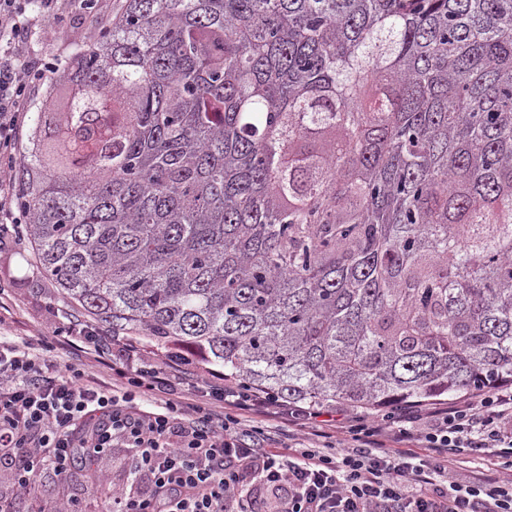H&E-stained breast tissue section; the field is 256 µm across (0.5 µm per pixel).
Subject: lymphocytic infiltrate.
Returning a JSON list of instances; mask_svg holds the SVG:
<instances>
[{
    "label": "lymphocytic infiltrate",
    "mask_w": 512,
    "mask_h": 512,
    "mask_svg": "<svg viewBox=\"0 0 512 512\" xmlns=\"http://www.w3.org/2000/svg\"><path fill=\"white\" fill-rule=\"evenodd\" d=\"M43 13L55 0H0V156L11 151L31 107L28 88L45 82L52 59L34 61L26 34L34 23L27 7ZM84 353L112 373L111 385L63 374L42 343L33 354L0 340V460L13 468L16 488L30 491L44 467L74 476L77 459L103 464L109 448L130 451L133 471L148 484L138 494L113 492L110 512H255L253 483L275 491L276 512H512V480H449V463L461 453L492 454L512 469V385L467 393L431 408L415 402L391 417L358 425L356 445L341 454L311 447L291 457L265 451L261 431H243L237 417H214L209 408L176 395L183 353L157 366L129 336L107 337L78 329ZM214 401L239 410L307 423L308 437H323L320 408L285 410L259 389L201 379ZM422 442L431 457L413 464L387 449L382 434Z\"/></svg>",
    "instance_id": "obj_1"
}]
</instances>
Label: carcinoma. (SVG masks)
I'll return each mask as SVG.
<instances>
[{
	"mask_svg": "<svg viewBox=\"0 0 512 512\" xmlns=\"http://www.w3.org/2000/svg\"><path fill=\"white\" fill-rule=\"evenodd\" d=\"M47 94L11 178L89 317L306 407L512 382V0H123Z\"/></svg>",
	"mask_w": 512,
	"mask_h": 512,
	"instance_id": "obj_1",
	"label": "carcinoma"
}]
</instances>
